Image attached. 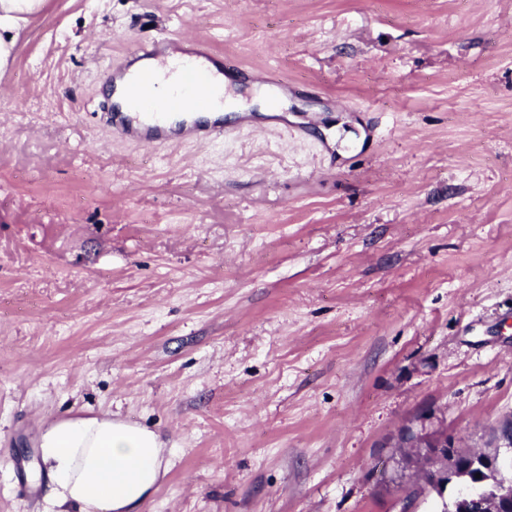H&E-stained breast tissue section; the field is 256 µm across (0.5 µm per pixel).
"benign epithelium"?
<instances>
[{
	"instance_id": "obj_1",
	"label": "benign epithelium",
	"mask_w": 512,
	"mask_h": 512,
	"mask_svg": "<svg viewBox=\"0 0 512 512\" xmlns=\"http://www.w3.org/2000/svg\"><path fill=\"white\" fill-rule=\"evenodd\" d=\"M398 448L408 471L401 487V512H411L406 491L415 485L443 496L450 485L479 487L476 493H460L448 512H512V473L502 465L512 454V420L504 424L494 449H460L448 434L444 416L434 408H421L385 444Z\"/></svg>"
}]
</instances>
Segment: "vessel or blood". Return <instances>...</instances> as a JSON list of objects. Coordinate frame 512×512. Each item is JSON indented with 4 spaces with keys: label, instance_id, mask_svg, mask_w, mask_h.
<instances>
[{
    "label": "vessel or blood",
    "instance_id": "vessel-or-blood-1",
    "mask_svg": "<svg viewBox=\"0 0 512 512\" xmlns=\"http://www.w3.org/2000/svg\"><path fill=\"white\" fill-rule=\"evenodd\" d=\"M214 58L209 39H195L187 59L174 62L170 68L171 80L165 97H156L150 78L140 77L134 83L131 95L134 111H121L119 106L107 101L102 105L101 122L114 138L155 147L223 141L230 133L223 119L209 120L200 115L201 110L218 102L209 75L200 65L201 60ZM222 72L238 81L264 85L274 81L269 72L246 69L230 57L224 59Z\"/></svg>",
    "mask_w": 512,
    "mask_h": 512
}]
</instances>
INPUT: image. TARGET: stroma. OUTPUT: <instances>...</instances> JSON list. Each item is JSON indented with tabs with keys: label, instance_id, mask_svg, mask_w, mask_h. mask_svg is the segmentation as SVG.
I'll use <instances>...</instances> for the list:
<instances>
[{
	"label": "stroma",
	"instance_id": "35a3bbf8",
	"mask_svg": "<svg viewBox=\"0 0 512 512\" xmlns=\"http://www.w3.org/2000/svg\"><path fill=\"white\" fill-rule=\"evenodd\" d=\"M200 32L288 90L112 139L109 74ZM424 406L512 416V0H43L0 78V512H53L40 429L107 411L162 443L136 512H399L372 467Z\"/></svg>",
	"mask_w": 512,
	"mask_h": 512
}]
</instances>
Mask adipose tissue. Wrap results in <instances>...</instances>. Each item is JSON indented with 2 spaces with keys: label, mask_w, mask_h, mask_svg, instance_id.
<instances>
[{
  "label": "adipose tissue",
  "mask_w": 512,
  "mask_h": 512,
  "mask_svg": "<svg viewBox=\"0 0 512 512\" xmlns=\"http://www.w3.org/2000/svg\"><path fill=\"white\" fill-rule=\"evenodd\" d=\"M42 0H0V74L18 30ZM41 462L55 486L56 512H128L155 488L162 467L157 436L111 414L57 421L38 436Z\"/></svg>",
  "instance_id": "obj_1"
}]
</instances>
